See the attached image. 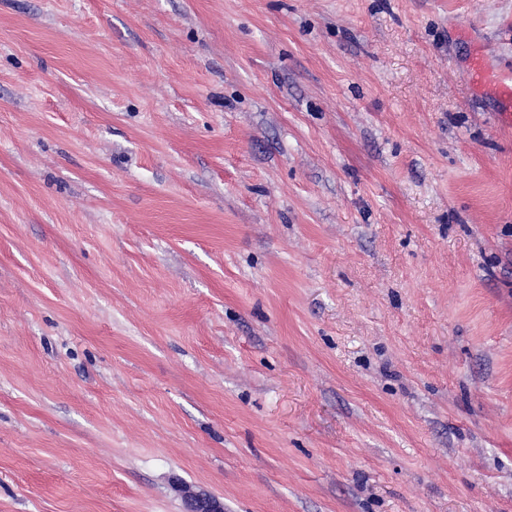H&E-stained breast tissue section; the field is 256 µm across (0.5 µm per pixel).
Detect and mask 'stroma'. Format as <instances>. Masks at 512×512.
<instances>
[{
	"instance_id": "stroma-1",
	"label": "stroma",
	"mask_w": 512,
	"mask_h": 512,
	"mask_svg": "<svg viewBox=\"0 0 512 512\" xmlns=\"http://www.w3.org/2000/svg\"><path fill=\"white\" fill-rule=\"evenodd\" d=\"M512 0H0V512H512Z\"/></svg>"
}]
</instances>
